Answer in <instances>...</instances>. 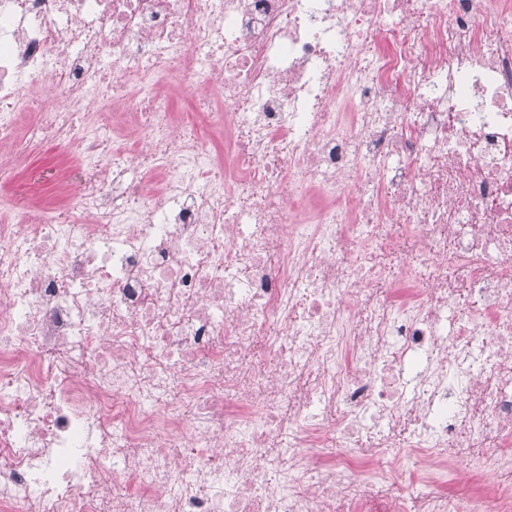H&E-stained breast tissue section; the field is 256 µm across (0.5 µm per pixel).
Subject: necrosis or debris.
<instances>
[{
	"label": "necrosis or debris",
	"instance_id": "4bbe7bcc",
	"mask_svg": "<svg viewBox=\"0 0 512 512\" xmlns=\"http://www.w3.org/2000/svg\"><path fill=\"white\" fill-rule=\"evenodd\" d=\"M34 141L0 512H512V0H0ZM57 148L54 144H46L34 150L24 171L13 181L1 184L0 197L7 195L18 205H27L37 194L51 191L56 177Z\"/></svg>",
	"mask_w": 512,
	"mask_h": 512
}]
</instances>
